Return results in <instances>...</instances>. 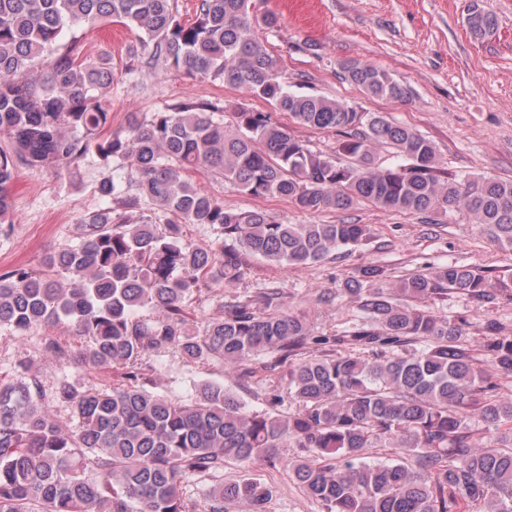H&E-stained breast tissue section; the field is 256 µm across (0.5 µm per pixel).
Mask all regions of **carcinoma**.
Returning a JSON list of instances; mask_svg holds the SVG:
<instances>
[{
    "label": "carcinoma",
    "mask_w": 512,
    "mask_h": 512,
    "mask_svg": "<svg viewBox=\"0 0 512 512\" xmlns=\"http://www.w3.org/2000/svg\"><path fill=\"white\" fill-rule=\"evenodd\" d=\"M119 23L138 32L129 68L175 77H211L318 129H348L336 154L313 152L272 119L243 104L178 101L112 125V56L83 54L78 30ZM255 0H198L183 22L174 0H0V236L11 229L18 170L44 168L75 180L95 157L128 179L96 185L107 206L88 211L79 242L40 266L0 273V331L25 336L64 320L79 345L50 339L45 362L78 361L120 379L98 389L61 381L46 396L37 374L0 378V512H197L184 497L188 476L208 477L203 512L241 504L268 512L271 486L246 473L226 482L224 463L253 467L279 448H302L289 477L323 512H512V399L492 373L512 375V336L498 322L471 340L464 319L439 316L430 302L460 294L485 304L512 282L449 264L385 282L378 265L346 283L361 320L328 338L289 311L258 314L252 301L223 308L201 325L187 302L242 275V256L308 265L364 244L365 224H285L261 209H230L187 177L203 170L253 197L275 196L311 212L359 202L382 210L455 209L488 238L512 248V181L442 179L434 144L381 113L357 112L321 95L292 92L257 36L277 26ZM497 25L479 4L466 16L479 39ZM344 78L373 97L403 101L410 88L371 63L349 60ZM378 146L403 163L375 161ZM148 204L158 221L134 215ZM223 240L192 245L184 225ZM150 310L153 317L143 318ZM344 347L317 354L314 345ZM174 348L188 361L217 360L232 371L254 356L291 361L288 392L298 409H251L222 382L206 381L184 400L146 387L139 361ZM369 350L371 358L354 355ZM489 359L492 370L483 367ZM71 409L63 418L49 403ZM483 424L482 436L471 426ZM367 448L391 458L364 460Z\"/></svg>",
    "instance_id": "carcinoma-1"
}]
</instances>
